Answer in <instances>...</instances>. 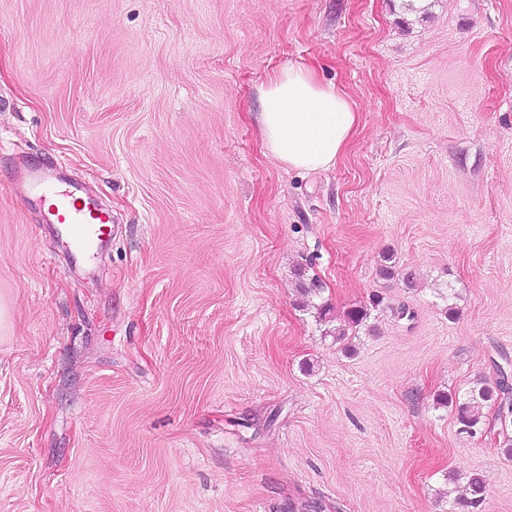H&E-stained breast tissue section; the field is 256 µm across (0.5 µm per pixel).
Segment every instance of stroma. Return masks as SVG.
I'll use <instances>...</instances> for the list:
<instances>
[{"mask_svg": "<svg viewBox=\"0 0 512 512\" xmlns=\"http://www.w3.org/2000/svg\"><path fill=\"white\" fill-rule=\"evenodd\" d=\"M297 64L360 113L327 170L263 148ZM0 292V512H512V419L436 402L512 359V0H0ZM40 169L30 170V176L37 188L46 222L58 224L68 235L72 243L82 250L94 244L104 242L109 236V213L82 199L72 191L57 192L49 190L46 182L40 180ZM486 488L479 473L473 472L467 476L466 494L458 501L462 508H478L485 498Z\"/></svg>", "mask_w": 512, "mask_h": 512, "instance_id": "35a3bbf8", "label": "stroma"}]
</instances>
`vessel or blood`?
<instances>
[{
  "mask_svg": "<svg viewBox=\"0 0 512 512\" xmlns=\"http://www.w3.org/2000/svg\"><path fill=\"white\" fill-rule=\"evenodd\" d=\"M30 176L35 180L46 222L61 226L72 243L86 250L108 238L109 213L89 202H78L73 192L49 190L38 169H31Z\"/></svg>",
  "mask_w": 512,
  "mask_h": 512,
  "instance_id": "obj_1",
  "label": "vessel or blood"
}]
</instances>
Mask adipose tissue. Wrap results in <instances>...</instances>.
I'll return each mask as SVG.
<instances>
[{"label": "adipose tissue", "instance_id": "ef3b65f1", "mask_svg": "<svg viewBox=\"0 0 512 512\" xmlns=\"http://www.w3.org/2000/svg\"><path fill=\"white\" fill-rule=\"evenodd\" d=\"M261 103L258 120L266 154L291 169L334 167L358 128L359 114L350 96L322 83L304 65L273 73L262 86Z\"/></svg>", "mask_w": 512, "mask_h": 512}]
</instances>
